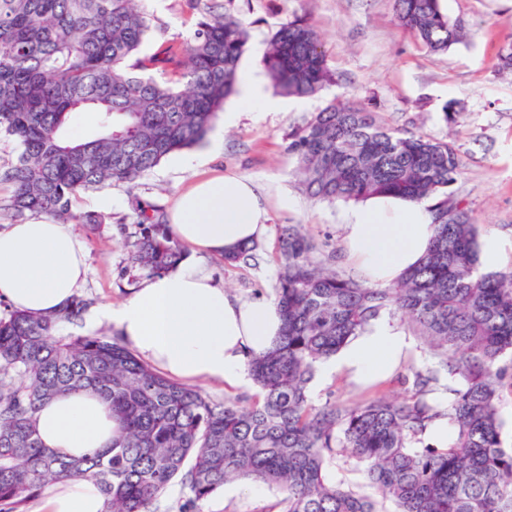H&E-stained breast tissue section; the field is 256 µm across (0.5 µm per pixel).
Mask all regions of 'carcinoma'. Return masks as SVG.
<instances>
[{
    "label": "carcinoma",
    "instance_id": "cac0c4a2",
    "mask_svg": "<svg viewBox=\"0 0 512 512\" xmlns=\"http://www.w3.org/2000/svg\"><path fill=\"white\" fill-rule=\"evenodd\" d=\"M137 0H0V133L18 148L0 180V210L42 214L66 224H105L80 215V195L131 184L171 153L200 145L236 91L248 25L188 0L200 18L193 35L163 49L187 64L150 74L161 60L142 54L154 19ZM400 27L431 52L458 41L441 0H393ZM274 92L310 97L334 75L315 28L294 19L272 35L262 60ZM79 112L98 130L69 137ZM288 154L307 195L320 201L391 197L427 203L435 226L421 261L387 284L369 285L315 264L314 245L281 230L275 302L280 339L247 366L258 393L248 407L212 403L169 380L118 340L79 335L92 301L75 297L52 314H0V512L25 506L60 479L93 478L105 512H152L176 478L201 504L233 478L260 480L282 494L280 512H377L368 496L332 482L330 460L363 466L368 483L397 512H512V448L503 444L498 406L512 394V270L481 272L479 228L452 186L462 170L454 144L385 126L360 101L326 104L291 138ZM138 234L131 268L148 277L179 266L186 253L163 212L131 202ZM389 309L404 318L432 357L459 377L444 411L424 400L436 381L415 373L414 392L354 406L317 407L307 389L336 355ZM93 391L112 411L119 435L84 457L43 446L36 415L53 399ZM444 415L452 439L423 443Z\"/></svg>",
    "mask_w": 512,
    "mask_h": 512
}]
</instances>
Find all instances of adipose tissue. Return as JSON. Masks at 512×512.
Masks as SVG:
<instances>
[{"label":"adipose tissue","mask_w":512,"mask_h":512,"mask_svg":"<svg viewBox=\"0 0 512 512\" xmlns=\"http://www.w3.org/2000/svg\"><path fill=\"white\" fill-rule=\"evenodd\" d=\"M264 198L242 175L198 178L177 199L170 233L192 253L220 256L261 238L267 230ZM345 251L370 283H388L418 264L433 234L424 207L405 205L388 221L377 207L353 211L342 226ZM86 258L65 225L36 217L0 230V301L36 314L59 311L79 295ZM115 326L146 362L185 384L247 386V361L267 351L282 320L275 301L249 303L185 266L147 279L123 303L96 316ZM412 352L407 336L378 319L321 366L370 387L389 379ZM111 411L94 395L74 392L46 404L36 429L45 447L72 456L106 448L117 433ZM95 480L52 485L39 512H103Z\"/></svg>","instance_id":"1"}]
</instances>
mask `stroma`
<instances>
[{"instance_id":"1","label":"stroma","mask_w":512,"mask_h":512,"mask_svg":"<svg viewBox=\"0 0 512 512\" xmlns=\"http://www.w3.org/2000/svg\"><path fill=\"white\" fill-rule=\"evenodd\" d=\"M217 10H231L249 26L250 38L241 75L266 83L262 58L273 33L295 18L317 29L336 81L310 98L287 97L282 107L266 112L233 94L224 103L239 119L225 127L216 117L213 128L224 135L221 152L204 157L203 146L164 158L132 184L91 192L77 201L84 214L111 215V223L75 224L71 230L87 255V284L82 297L94 306L119 303L143 281L130 269L126 242L137 230L132 198L169 211L175 199L205 174L249 177L269 208V232L254 244L247 261L228 265L212 255L188 257L187 265L208 274L231 295L254 300L274 298L281 261L279 228L292 224L311 238L315 261L333 264L355 276L347 259L340 226L347 223L348 204H328L308 197L286 147L298 128L330 100L356 97L381 120L453 142L463 159V173L453 186L455 197L471 211L481 234H499L510 243L505 267L512 268V72L498 69V51L512 35V0H441L450 21L462 32L460 43L431 53L414 35L399 27L392 0H210ZM154 19L155 29L144 53L177 43L193 33L197 14L187 0H139ZM456 101L460 123L447 124L443 107ZM414 355L386 382L360 390L343 376L315 375L309 385L314 405H355L371 396L403 397L412 389L415 372L433 370L437 391H444L448 370L413 340ZM280 492L260 481L235 479L204 502L205 512H279Z\"/></svg>"}]
</instances>
